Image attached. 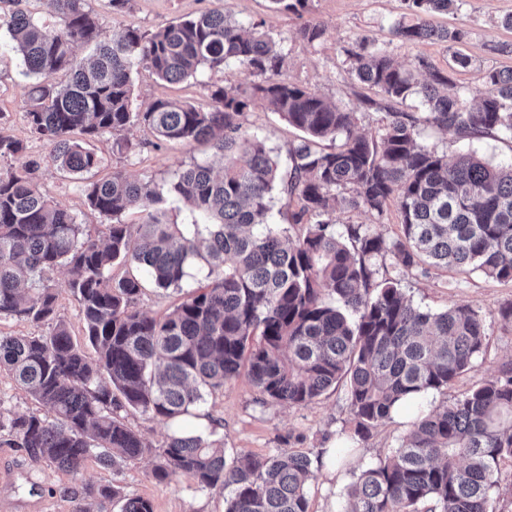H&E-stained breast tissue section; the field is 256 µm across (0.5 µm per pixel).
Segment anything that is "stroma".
<instances>
[{"label":"stroma","mask_w":512,"mask_h":512,"mask_svg":"<svg viewBox=\"0 0 512 512\" xmlns=\"http://www.w3.org/2000/svg\"><path fill=\"white\" fill-rule=\"evenodd\" d=\"M90 5L109 32L129 26L151 31L215 8L240 22H263L265 30L284 48L283 79L353 111L363 132L376 130L381 115L364 110L362 97L373 98L377 92L358 82L350 71L346 51L360 38L385 45L396 61L406 67L413 66L416 57H428L448 74L455 87L474 93L486 92L488 70L512 69V53L496 50L499 44H512V28L503 25L504 19L512 15V0H462L457 11L436 15L438 24L465 31L463 42L458 44H411L396 38L392 30L404 14L401 0H311L309 15L325 29L322 39L313 45L299 35L302 19L273 10L269 0H134L130 10L114 14L104 9L102 0H90ZM457 53L469 58L468 67L455 63L453 56ZM23 70L20 54L12 49L7 32L1 31L0 133L21 140L26 150L11 161L1 162L0 173L21 172L27 159L38 158L41 191L76 214L90 231L100 230L102 218L87 203L89 183L115 171L161 183L173 180L191 163L212 159L206 145L162 144L136 124L126 132L136 145L135 151L113 152L112 137L106 134L91 143L102 159L98 170L83 176L65 173L53 160L52 145L29 133L23 107L32 80ZM131 79L134 109H144L159 98L188 101L206 109L211 105V89L230 83L246 86L253 77L246 69L232 64L220 71H203L197 78L180 84L162 82L142 66L133 67ZM244 125L264 138L282 159L298 136L294 128L260 101L247 112ZM421 141L451 158L472 151L493 163L512 160L510 139L486 136L461 141L452 133L428 127L423 130ZM372 268L375 280L396 279L407 298L421 310L438 312L458 304L471 306L484 315L487 348L474 368L448 391L430 393L418 404H406L373 430L368 440L352 445L343 435L350 414L346 390L341 384L308 404L285 406L261 402L248 374L243 372L207 395L196 407L194 416L185 420L188 428L212 434L229 456L242 450L264 456L275 448L308 453L314 472L309 486L310 512H343L347 492L359 468L375 463L397 448L421 408L453 400L512 360V323L498 314L500 307L512 303V282L450 269L406 272L388 254L373 258ZM156 463L154 456L146 455L112 470L91 457L78 472L66 473L33 461L23 449L0 445V512H74L77 502L73 492L103 485H115L125 494L149 500L153 512H224L223 490L198 489L194 479L187 475L168 483L156 481Z\"/></svg>","instance_id":"1"}]
</instances>
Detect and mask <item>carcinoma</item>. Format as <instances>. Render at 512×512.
Instances as JSON below:
<instances>
[{
    "label": "carcinoma",
    "mask_w": 512,
    "mask_h": 512,
    "mask_svg": "<svg viewBox=\"0 0 512 512\" xmlns=\"http://www.w3.org/2000/svg\"><path fill=\"white\" fill-rule=\"evenodd\" d=\"M28 2L0 0V29L36 78L24 107L30 133L53 145L61 170L81 176L99 168L87 141L107 133L117 152L132 151L120 132L134 124L163 143L205 144L213 163L193 164L162 184L122 171L90 183L88 205L106 219L98 237L39 189L38 160L21 174L0 175V317L52 324L42 335L0 336V367L46 409L0 412V444L72 473L90 456L114 467L153 452L157 481L187 474L202 490H227L225 512H310L309 455L276 448L228 459L223 444L179 429L153 448L124 414L174 425L245 368L264 402L305 405L345 384L348 436L365 440L403 404L452 387L483 353V315L468 305L421 311L398 281L375 282L371 259L389 253L406 271L426 264L512 281V161L493 164L474 152L450 161L419 142L425 127L460 139H512V69L487 71L491 91L476 95L454 88L428 58L417 57L411 71L362 38L347 50L350 68L381 91L362 104L382 118L375 132L361 133L353 112L280 78L285 53L261 21L245 25L213 10L109 37L90 0H48L59 28L34 20ZM270 2L301 16L310 0ZM458 2L403 0L407 18L395 35L409 43L462 41V31L433 22ZM299 34L314 44L323 28L309 20ZM83 44L94 45V54L78 57ZM230 61L260 81L215 88L210 110L168 99L143 112L132 107L135 63L178 83ZM413 98L419 105L403 109ZM257 100L303 133L288 149L285 174L265 139L244 127ZM326 140L328 151L319 148ZM24 150L0 134V161ZM276 192L296 201L288 223L304 229L294 240L272 220ZM170 198L191 205L192 223L169 221ZM392 201L403 238L390 243L373 224L341 232L329 220L350 209L380 222ZM130 210L141 222L122 221ZM198 261L206 281L167 314L137 307L144 280L180 290ZM128 263L139 274L112 276L115 265ZM63 266L72 274L84 346L57 315L52 276ZM507 466L512 361L421 411L394 451L360 471L343 512H497L495 489ZM83 495L101 507L76 512H106V502L119 503L120 512H153L148 500L114 486Z\"/></svg>",
    "instance_id": "1"
}]
</instances>
